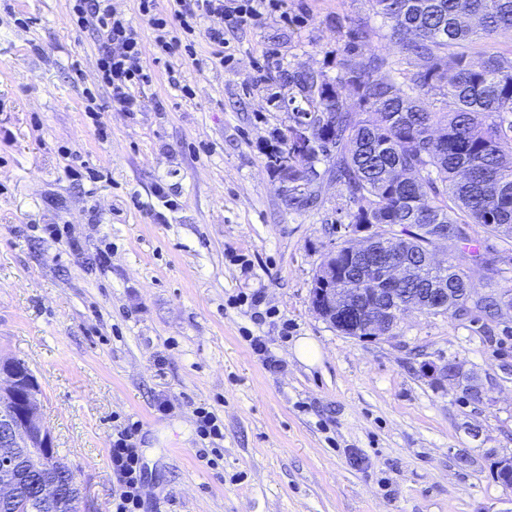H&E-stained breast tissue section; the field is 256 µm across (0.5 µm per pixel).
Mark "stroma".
I'll use <instances>...</instances> for the list:
<instances>
[{
    "label": "stroma",
    "instance_id": "stroma-1",
    "mask_svg": "<svg viewBox=\"0 0 512 512\" xmlns=\"http://www.w3.org/2000/svg\"><path fill=\"white\" fill-rule=\"evenodd\" d=\"M113 3L152 81L99 132L93 27L67 0H0V354L37 378L85 512H112L131 418L140 512H505L512 335L417 310L392 337L331 327L310 290L352 205L318 161L315 206L293 209L268 167L293 123L288 73L338 72L336 18L372 28L397 82L418 60L367 0H258L256 20L225 24L223 58L201 35L163 62L138 0ZM303 337L316 363L295 356ZM451 358L481 399L424 373ZM200 406L223 439L200 436Z\"/></svg>",
    "mask_w": 512,
    "mask_h": 512
}]
</instances>
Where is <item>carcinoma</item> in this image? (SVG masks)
<instances>
[{
	"instance_id": "1",
	"label": "carcinoma",
	"mask_w": 512,
	"mask_h": 512,
	"mask_svg": "<svg viewBox=\"0 0 512 512\" xmlns=\"http://www.w3.org/2000/svg\"><path fill=\"white\" fill-rule=\"evenodd\" d=\"M384 19L400 53L420 68L408 78L411 90L437 88L452 110L430 111L420 97L404 92L387 58L366 55L367 25L336 19L344 48L331 78L322 71L288 75L303 105L293 108L297 125L313 126L307 163L283 170L293 155L292 135L269 156V167L288 181V206L315 202L312 185L325 174L342 185L354 209L351 224H381L389 252L407 258L434 249L428 224L448 225V287H469L464 266L483 263L489 287L512 255L491 256L468 231L474 224L488 238L512 239V57L477 51L484 41L512 34V0H368ZM481 62H472L473 54ZM328 162L319 173L313 162ZM336 282L352 272L349 241L336 247ZM461 307L479 306L475 320L491 322L492 295L458 296Z\"/></svg>"
}]
</instances>
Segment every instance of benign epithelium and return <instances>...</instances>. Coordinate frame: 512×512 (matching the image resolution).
<instances>
[{
	"label": "benign epithelium",
	"instance_id": "obj_1",
	"mask_svg": "<svg viewBox=\"0 0 512 512\" xmlns=\"http://www.w3.org/2000/svg\"><path fill=\"white\" fill-rule=\"evenodd\" d=\"M378 235H367L351 243L353 255L367 265L369 288L336 287V263L331 262L319 273V288L312 296L313 311L326 323L343 334L357 338L367 334L376 339L390 334L395 322L411 309L433 314L454 312L460 318L471 312L455 305L454 289L448 287L445 262L437 258L438 251L422 255L421 266L434 276L429 291L412 298L399 296V287L419 274V267L402 256L389 254L376 258L374 245ZM432 373L455 385L463 395L474 400L482 397L477 378L463 371L461 364L450 360L441 366H429ZM40 387L30 370L18 365L15 357L0 356V435L8 448H27L30 454L19 467L7 466V474L0 479V504L11 509L33 510L22 486L20 471L49 470L48 461L54 448V439L45 425L38 395ZM61 492L50 475L42 482L37 502L43 508L59 504Z\"/></svg>",
	"mask_w": 512,
	"mask_h": 512
}]
</instances>
